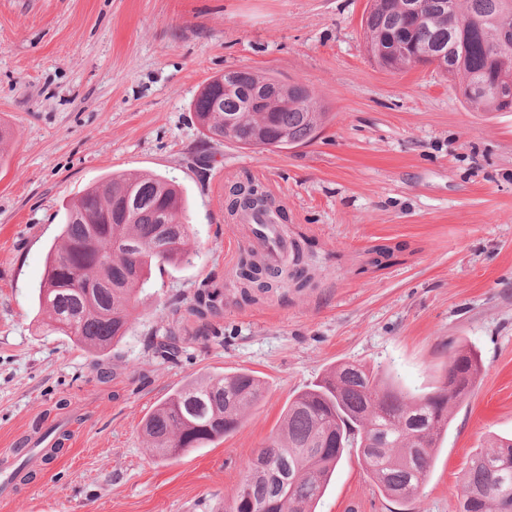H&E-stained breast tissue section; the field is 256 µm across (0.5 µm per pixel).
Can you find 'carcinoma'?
Listing matches in <instances>:
<instances>
[{
    "label": "carcinoma",
    "instance_id": "carcinoma-1",
    "mask_svg": "<svg viewBox=\"0 0 512 512\" xmlns=\"http://www.w3.org/2000/svg\"><path fill=\"white\" fill-rule=\"evenodd\" d=\"M420 14L410 16L402 0H371L362 18L368 50L392 72L429 65L433 54L443 53L438 69L458 81L461 96L473 112H500L502 101L494 93L512 83V0H417ZM405 37L415 62L398 54L393 37ZM238 90L224 91V77L209 81L193 101L198 125L212 140L224 139V116L239 118L236 143L244 148L260 128V117L249 112L252 90L280 86V95L268 104L267 146L278 145L285 132L293 142L305 144L318 135L326 110L306 85L286 84L272 74L253 70L235 73ZM254 186L231 191L232 214L258 210L270 224L288 235L280 209L273 210ZM190 225L179 186L160 175L131 176L114 173L89 188L65 208L61 244L48 254L45 278L38 289L39 305L51 313L50 331L68 337L94 358L107 354L129 330L130 309L138 289L152 268L178 265L188 259L186 241ZM240 262L236 273L241 298L252 301L276 293L293 283L307 286L303 251L294 243L293 274L271 280L269 265ZM224 287L206 284L198 289L188 311L201 321L224 309ZM180 320L153 342L154 357L169 362L181 353ZM480 359L472 350L455 349L448 360L445 381L435 389L410 393L386 376L360 365L341 363L312 387L296 394L285 409L280 432L271 437L224 503L244 500L252 512H267L271 483L290 480L288 512H314L344 449L342 436L357 448L358 459L380 493L406 501L420 489L434 464L438 441L448 431L453 405L475 388ZM264 384L248 370L208 375L175 389L144 419L142 430L152 455L175 458L192 448L220 440L236 431L245 412L262 399ZM269 475L253 476L256 461ZM462 512H512V438L493 442L476 453L461 486Z\"/></svg>",
    "mask_w": 512,
    "mask_h": 512
}]
</instances>
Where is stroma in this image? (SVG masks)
Here are the masks:
<instances>
[{
	"label": "stroma",
	"instance_id": "1",
	"mask_svg": "<svg viewBox=\"0 0 512 512\" xmlns=\"http://www.w3.org/2000/svg\"><path fill=\"white\" fill-rule=\"evenodd\" d=\"M370 0H0V449L72 437L0 512H224L295 394L340 363L404 390L440 386L451 348L481 358L415 498L384 497L346 449L316 512H459L473 455L512 436V112H474L433 68L368 55ZM309 87L320 135L287 149L206 138L192 102L233 69ZM114 173L161 175L186 200L188 262L153 269L131 330L93 360L48 332L37 301L64 209ZM261 184L305 243L307 288L252 303L236 290L245 225L231 185ZM393 247L387 265L374 247ZM224 287L210 338L177 360L152 342L203 283ZM245 369L264 397L224 439L155 459L143 419L174 389ZM66 408H59V399Z\"/></svg>",
	"mask_w": 512,
	"mask_h": 512
}]
</instances>
